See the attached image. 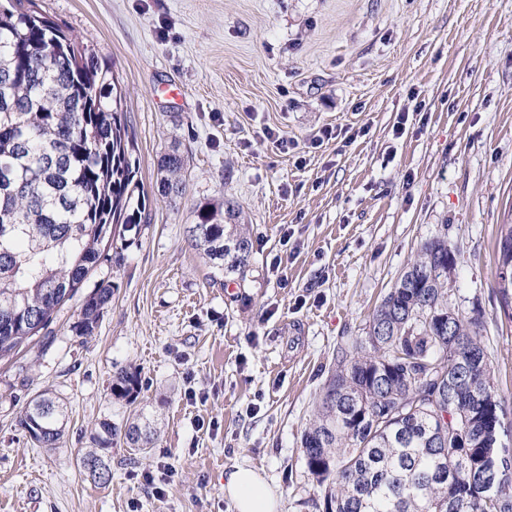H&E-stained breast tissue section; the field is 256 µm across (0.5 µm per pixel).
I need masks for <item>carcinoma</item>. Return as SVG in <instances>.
<instances>
[{"instance_id":"carcinoma-1","label":"carcinoma","mask_w":512,"mask_h":512,"mask_svg":"<svg viewBox=\"0 0 512 512\" xmlns=\"http://www.w3.org/2000/svg\"><path fill=\"white\" fill-rule=\"evenodd\" d=\"M112 67L45 16L36 0L0 9V359L52 321L90 268L115 267L123 251L104 253L120 224L150 223L135 196V145L119 108ZM160 188L186 186L187 157L158 160ZM194 246L218 275L250 264L253 225L225 199L196 206ZM457 257L448 237L424 241L374 309L366 335L341 350L301 435L304 464L322 512H512V448L484 316L448 302ZM512 299V223L499 229L497 285ZM101 282L85 298L72 331L89 336L112 302ZM138 373L121 369L112 394L135 396ZM63 404L49 391L33 398L20 426L39 446L57 447ZM155 447L159 431L142 411L120 430L108 421L92 433L80 463L88 476L112 479V438Z\"/></svg>"}]
</instances>
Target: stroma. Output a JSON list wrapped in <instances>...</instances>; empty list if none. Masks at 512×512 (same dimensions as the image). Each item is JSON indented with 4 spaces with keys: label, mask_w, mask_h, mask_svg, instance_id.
<instances>
[{
    "label": "stroma",
    "mask_w": 512,
    "mask_h": 512,
    "mask_svg": "<svg viewBox=\"0 0 512 512\" xmlns=\"http://www.w3.org/2000/svg\"><path fill=\"white\" fill-rule=\"evenodd\" d=\"M39 5L111 62L150 222L115 237L124 266L99 261L0 360V512H235V465L261 472L279 512H318L301 434L337 347L441 234L458 258L450 300L485 315L512 425V304L494 286L512 221V0ZM173 146L190 167L166 196L158 159ZM222 198L252 224L253 255L244 278L216 284L188 228L197 204ZM102 280L111 304L74 335ZM129 367L132 404L111 391ZM45 390L66 405L54 448L18 424ZM137 409L160 427L156 447L114 439L112 480L94 483L79 462L92 427Z\"/></svg>",
    "instance_id": "stroma-1"
}]
</instances>
